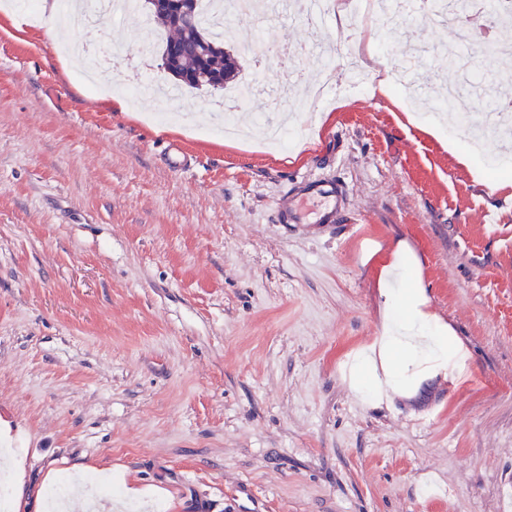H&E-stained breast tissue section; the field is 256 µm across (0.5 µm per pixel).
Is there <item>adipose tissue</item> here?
I'll use <instances>...</instances> for the list:
<instances>
[{"label":"adipose tissue","mask_w":512,"mask_h":512,"mask_svg":"<svg viewBox=\"0 0 512 512\" xmlns=\"http://www.w3.org/2000/svg\"><path fill=\"white\" fill-rule=\"evenodd\" d=\"M411 254L406 241H398L392 261L378 276L383 334L376 353L355 357L350 366L349 387L361 399L385 393L413 396L422 384L446 371L452 331L440 318L421 312L424 294L402 263Z\"/></svg>","instance_id":"obj_1"}]
</instances>
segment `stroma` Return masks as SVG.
I'll list each match as a JSON object with an SVG mask.
<instances>
[{
    "label": "stroma",
    "mask_w": 512,
    "mask_h": 512,
    "mask_svg": "<svg viewBox=\"0 0 512 512\" xmlns=\"http://www.w3.org/2000/svg\"><path fill=\"white\" fill-rule=\"evenodd\" d=\"M265 18L232 17L269 46L336 44L322 27L269 0ZM370 79L420 50L417 81H451L462 102L512 99V79L459 46L451 20L395 10L374 23ZM124 39L135 53L80 75L70 48ZM137 14L105 17L70 43L43 18L0 4V456L23 471L27 512H48L68 477L69 512H512V186L485 193L490 156L512 161V133L474 141L460 164L374 91L296 113L288 150L217 134L224 93L183 89L178 119L151 103L111 107L95 81L146 68L169 85L160 51L137 55ZM333 88L299 55L269 59L263 89L238 119L276 122L283 71ZM176 148L191 158L175 170ZM343 180L346 217L325 227L279 224L272 200L293 181ZM419 259L427 302L470 351L466 379L437 377L415 397L363 402L341 379L379 335L377 277L397 240ZM88 473L113 482L89 498Z\"/></svg>",
    "instance_id": "obj_1"
}]
</instances>
